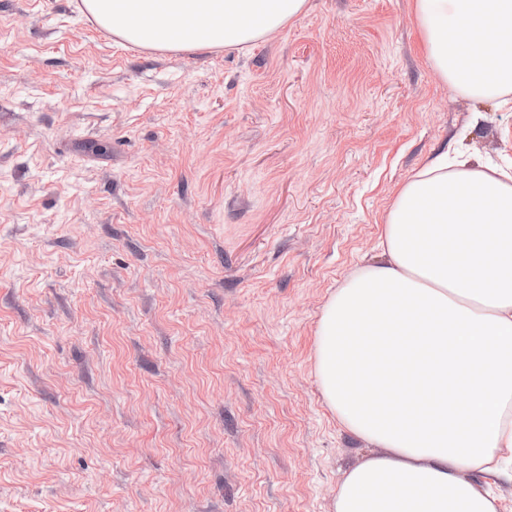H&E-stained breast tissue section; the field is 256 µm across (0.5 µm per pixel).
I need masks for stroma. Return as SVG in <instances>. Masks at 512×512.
<instances>
[{
	"mask_svg": "<svg viewBox=\"0 0 512 512\" xmlns=\"http://www.w3.org/2000/svg\"><path fill=\"white\" fill-rule=\"evenodd\" d=\"M78 2L0 0V512H329L322 307L428 160L512 161V111L444 83L413 0L182 52Z\"/></svg>",
	"mask_w": 512,
	"mask_h": 512,
	"instance_id": "35a3bbf8",
	"label": "stroma"
}]
</instances>
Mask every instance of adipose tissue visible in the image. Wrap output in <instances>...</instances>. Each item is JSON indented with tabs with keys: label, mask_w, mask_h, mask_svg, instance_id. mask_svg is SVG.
I'll list each match as a JSON object with an SVG mask.
<instances>
[{
	"label": "adipose tissue",
	"mask_w": 512,
	"mask_h": 512,
	"mask_svg": "<svg viewBox=\"0 0 512 512\" xmlns=\"http://www.w3.org/2000/svg\"><path fill=\"white\" fill-rule=\"evenodd\" d=\"M306 0H81L133 45L242 46ZM430 61L512 111V0H414ZM379 262L324 304L313 348L323 399L368 453L331 512H500L512 485V171L440 154L402 186Z\"/></svg>",
	"instance_id": "adipose-tissue-1"
}]
</instances>
